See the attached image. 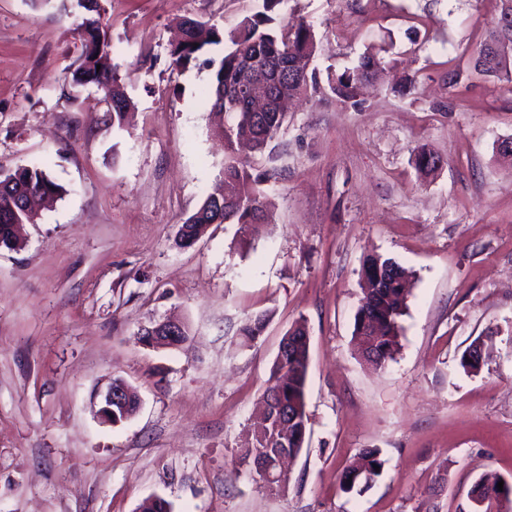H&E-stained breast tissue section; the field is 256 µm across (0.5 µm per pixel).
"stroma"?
I'll return each instance as SVG.
<instances>
[{
  "label": "stroma",
  "instance_id": "stroma-1",
  "mask_svg": "<svg viewBox=\"0 0 512 512\" xmlns=\"http://www.w3.org/2000/svg\"><path fill=\"white\" fill-rule=\"evenodd\" d=\"M261 0H100L112 61L133 104L123 126L95 84L64 90L87 11L76 0H0V171L39 166L65 192L0 249V512H469L484 477L512 481V87L471 74L499 0H281L315 27L319 69L367 50L385 71L360 107L295 102L264 152L269 219L241 243L214 224L181 247L182 221L223 180L204 102L222 49L175 65L185 18L232 29ZM415 79L413 94L397 89ZM442 159L430 178L420 147ZM413 285L400 346L377 368L352 345L367 254ZM265 313L266 330L238 329ZM188 341L149 348V322ZM309 330L306 443L284 487L240 459L280 342ZM485 343L478 371L461 365ZM141 399L99 414L112 379ZM379 476L340 489L361 449ZM182 324L170 320H160L156 324L147 329H143L140 336H143V343L147 347H152L156 341L171 342V338L180 336ZM166 338V339H164ZM127 385L125 384L126 392L124 393V404L122 406L115 405L116 407L114 412L112 407V401L118 402V396L121 395V392L118 390L112 392L111 388L106 393L104 397V406L101 409V414L105 420L112 422L113 412L114 420L112 423L121 422L127 419L128 417L132 416L139 408L140 400L136 390L131 386Z\"/></svg>",
  "mask_w": 512,
  "mask_h": 512
}]
</instances>
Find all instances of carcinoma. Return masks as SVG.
I'll use <instances>...</instances> for the list:
<instances>
[{
	"instance_id": "cac0c4a2",
	"label": "carcinoma",
	"mask_w": 512,
	"mask_h": 512,
	"mask_svg": "<svg viewBox=\"0 0 512 512\" xmlns=\"http://www.w3.org/2000/svg\"><path fill=\"white\" fill-rule=\"evenodd\" d=\"M281 0H262V10L242 19L237 26L224 34L208 21L188 18L181 22L182 39L171 50L174 63L186 67L195 62L207 45L228 41L214 74L208 96L213 108L227 116V122L217 129L224 139V182L237 188L233 195L215 193L208 195L199 208L183 220L179 239L186 242L203 237L212 224H235L237 235L246 240L259 230L266 218L259 186L271 179L267 172L256 173L234 155V145L244 139L258 151H264L288 120V103L309 94H325L341 103L355 107L363 85L377 77L385 66L382 56L364 53L357 64L337 74L332 70L321 73L312 66L316 48V34L312 25L303 21L281 24L276 22L274 11ZM81 51L78 66L73 72V83H94L104 92L112 112V123L122 124L130 107L116 67L111 62L110 39L99 21L88 18L83 23L80 39ZM250 55L259 69L276 65L284 73L285 85L280 103L261 119L235 104V89L240 81V58ZM474 71L504 84H512V27L505 29L494 22L487 41L473 59ZM416 169L428 176L435 172L441 159L426 148L415 155ZM64 188L37 166H24L0 173V241L4 246L18 247L15 228L20 224L35 222L32 202L43 196H59ZM380 267L400 273L401 281L391 288H367L355 315L353 343L370 362L384 366L393 358L400 335L399 319L406 309L405 298L409 280L405 270L393 259L378 254H368L362 268ZM266 316L250 317L239 328V335L253 341L262 335ZM289 331L299 337L293 345H280L271 384L263 396L262 421L265 425L254 435L251 446L245 449L242 459L266 455L277 448L301 451L304 447L309 416L306 411L305 389L308 373V343L305 321L295 322ZM481 345H471L461 357L467 370L479 367ZM139 396L134 388L126 386L124 404L115 407L114 422L132 416L139 408ZM298 408L296 420L286 427L280 426L277 407ZM380 452L366 448L351 462L342 474V490L360 492L379 476L382 466ZM497 504L499 508L492 509ZM470 512H512V491L500 494L493 489L471 500Z\"/></svg>"
}]
</instances>
